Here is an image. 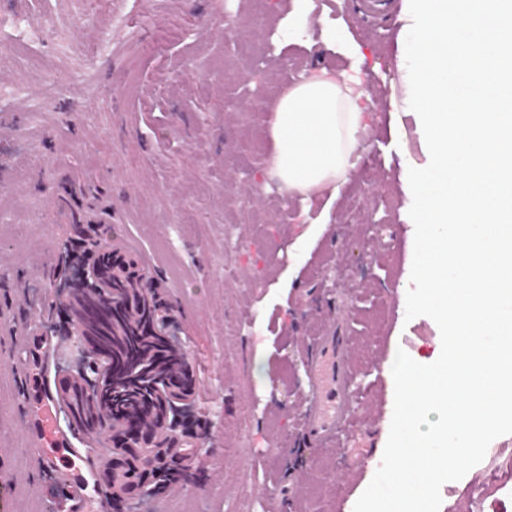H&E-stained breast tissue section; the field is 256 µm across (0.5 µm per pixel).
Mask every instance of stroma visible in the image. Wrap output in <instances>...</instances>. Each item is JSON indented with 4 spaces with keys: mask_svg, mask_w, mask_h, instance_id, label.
<instances>
[{
    "mask_svg": "<svg viewBox=\"0 0 512 512\" xmlns=\"http://www.w3.org/2000/svg\"><path fill=\"white\" fill-rule=\"evenodd\" d=\"M342 0H0L42 20L43 40L0 64V512H57L65 473L41 460L27 418L34 396L56 395L74 364L70 310L40 304L63 265L73 225L103 249L136 256L154 276L187 355L196 404L180 438H210L187 481L141 512H353L390 429L394 383L384 366L405 350L431 356L429 317L407 318L414 224L409 168L429 163L409 108V0L377 32L353 23ZM286 28L273 55L292 65L358 75L367 129L348 182L330 208L283 202L264 176L270 143L248 85L278 89L258 51ZM336 29L330 48L323 31ZM61 77L51 101L48 68ZM349 277L341 279L338 269ZM347 320L354 379L349 438L332 448L303 437L314 336ZM263 348L266 378L254 374ZM71 447L86 449L101 499L110 438L56 409ZM512 472V434L441 488L440 512H512L489 481ZM302 487L278 498L275 481Z\"/></svg>",
    "mask_w": 512,
    "mask_h": 512,
    "instance_id": "35a3bbf8",
    "label": "stroma"
}]
</instances>
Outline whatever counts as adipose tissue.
Wrapping results in <instances>:
<instances>
[{"label":"adipose tissue","mask_w":512,"mask_h":512,"mask_svg":"<svg viewBox=\"0 0 512 512\" xmlns=\"http://www.w3.org/2000/svg\"><path fill=\"white\" fill-rule=\"evenodd\" d=\"M361 97L346 76L313 69L266 104L268 171L285 200L335 199L367 127Z\"/></svg>","instance_id":"obj_1"}]
</instances>
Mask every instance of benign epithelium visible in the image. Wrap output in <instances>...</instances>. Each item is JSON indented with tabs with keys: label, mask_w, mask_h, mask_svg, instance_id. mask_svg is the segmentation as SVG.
I'll use <instances>...</instances> for the list:
<instances>
[{
	"label": "benign epithelium",
	"mask_w": 512,
	"mask_h": 512,
	"mask_svg": "<svg viewBox=\"0 0 512 512\" xmlns=\"http://www.w3.org/2000/svg\"><path fill=\"white\" fill-rule=\"evenodd\" d=\"M111 234V226L99 225L82 261L74 268L64 265L56 284V304L68 307L76 320L71 332L76 368L63 378L58 395L70 407L75 424L114 436L112 478L106 483L105 499L127 512L129 506L154 496L155 482L174 477L190 461H203L207 436L200 434L190 442L175 435L181 418L193 408L192 391L179 370L163 367L154 377L150 402L155 410L141 416L137 437L126 438L125 417L113 413V404L123 397L117 373L128 372L129 365L102 343L87 345L85 336L110 335L117 344L123 332L141 323L164 343H176L178 337L154 278L133 259L98 251L101 240Z\"/></svg>",
	"instance_id": "7a95c632"
}]
</instances>
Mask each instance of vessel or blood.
I'll list each match as a JSON object with an SVG mask.
<instances>
[{"instance_id": "vessel-or-blood-1", "label": "vessel or blood", "mask_w": 512, "mask_h": 512, "mask_svg": "<svg viewBox=\"0 0 512 512\" xmlns=\"http://www.w3.org/2000/svg\"><path fill=\"white\" fill-rule=\"evenodd\" d=\"M378 0H350L349 9L356 21L392 23L393 16L376 9ZM347 339L339 328H328L320 336L312 352L310 373L313 380L311 397L305 413L308 436L321 446L330 447L337 436L346 431L350 419L347 392ZM50 397H42L31 409L30 417L39 429L41 448L45 457L54 460L56 466L70 475L69 512H92L91 497L87 492L90 473L86 470V453L80 448L67 445L66 437L47 430Z\"/></svg>"}]
</instances>
